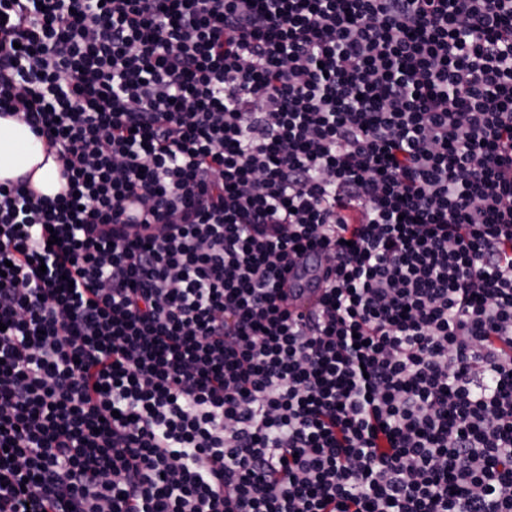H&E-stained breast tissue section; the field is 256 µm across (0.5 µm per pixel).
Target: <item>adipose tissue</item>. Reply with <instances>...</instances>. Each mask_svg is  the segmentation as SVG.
Here are the masks:
<instances>
[{
  "label": "adipose tissue",
  "instance_id": "adipose-tissue-1",
  "mask_svg": "<svg viewBox=\"0 0 512 512\" xmlns=\"http://www.w3.org/2000/svg\"><path fill=\"white\" fill-rule=\"evenodd\" d=\"M30 175L39 194L55 197L65 186L58 162L48 157L43 141L24 123L0 117V182Z\"/></svg>",
  "mask_w": 512,
  "mask_h": 512
}]
</instances>
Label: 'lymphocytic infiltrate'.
Instances as JSON below:
<instances>
[{
    "label": "lymphocytic infiltrate",
    "mask_w": 512,
    "mask_h": 512,
    "mask_svg": "<svg viewBox=\"0 0 512 512\" xmlns=\"http://www.w3.org/2000/svg\"><path fill=\"white\" fill-rule=\"evenodd\" d=\"M5 115L0 512H512V0H0ZM31 172L39 194L53 198L64 189L60 165L52 155L47 158L43 141L26 124L0 117V182ZM288 309L294 313L315 311L324 292L321 270L313 264L299 267L288 274Z\"/></svg>",
    "instance_id": "1"
}]
</instances>
